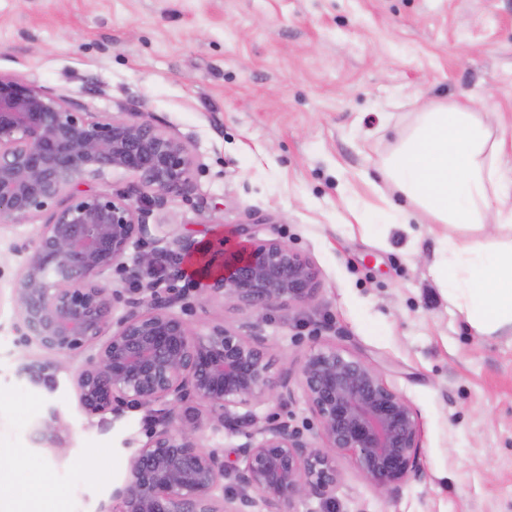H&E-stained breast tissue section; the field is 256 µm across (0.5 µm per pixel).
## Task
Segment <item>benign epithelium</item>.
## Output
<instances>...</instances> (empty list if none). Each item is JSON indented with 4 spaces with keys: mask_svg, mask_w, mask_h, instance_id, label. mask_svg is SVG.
<instances>
[{
    "mask_svg": "<svg viewBox=\"0 0 512 512\" xmlns=\"http://www.w3.org/2000/svg\"><path fill=\"white\" fill-rule=\"evenodd\" d=\"M115 172L132 178L125 190L98 187ZM192 181L188 144L153 122L88 112L78 99L0 75V223L44 218L37 239L14 245L28 254L12 288L15 332L48 351L95 350L76 379L86 415L130 404L153 418L112 491L114 512H293L299 499H332L338 454L377 489L399 491L418 472L417 418L368 362L336 347L304 359L300 383L320 445L286 420L260 425L241 409L265 395L288 400V378L272 374L262 337L222 324L193 329L175 311L180 297L156 288L157 255L125 262L131 247L162 231L148 223L152 209ZM163 239L177 261L198 251L175 228ZM114 268L125 287L101 284ZM208 280L210 295L255 311L307 304L316 292L305 257L254 235L224 253ZM22 372L54 383L48 364ZM192 402L210 407L222 427L245 430L234 462L199 445L198 424L182 412Z\"/></svg>",
    "mask_w": 512,
    "mask_h": 512,
    "instance_id": "7a95c632",
    "label": "benign epithelium"
}]
</instances>
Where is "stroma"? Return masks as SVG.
Instances as JSON below:
<instances>
[{
    "label": "stroma",
    "instance_id": "35a3bbf8",
    "mask_svg": "<svg viewBox=\"0 0 512 512\" xmlns=\"http://www.w3.org/2000/svg\"><path fill=\"white\" fill-rule=\"evenodd\" d=\"M0 75L126 112L184 139L193 186L154 210L203 246L182 277L196 330L223 324L262 336L290 397L253 400L258 419L318 423L299 383L313 351L370 362L416 413L419 472L398 492L336 459L333 500L296 512H512V331L469 330L433 282L438 242L407 228L383 163L419 112L464 102L505 140L512 170V0H0ZM41 219L0 223V498L48 480L63 512H100L146 443L144 410L87 417L75 378L85 357L19 343L11 289ZM287 244L316 272L305 306L259 313L208 296L202 269L240 246L236 231ZM56 367L53 386L21 369ZM56 411L64 445L38 444ZM199 443L234 459L244 437L194 406Z\"/></svg>",
    "mask_w": 512,
    "mask_h": 512
}]
</instances>
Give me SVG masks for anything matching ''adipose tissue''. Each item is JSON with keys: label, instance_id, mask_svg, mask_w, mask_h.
I'll return each mask as SVG.
<instances>
[{"label": "adipose tissue", "instance_id": "ef3b65f1", "mask_svg": "<svg viewBox=\"0 0 512 512\" xmlns=\"http://www.w3.org/2000/svg\"><path fill=\"white\" fill-rule=\"evenodd\" d=\"M502 148L473 109L440 105L420 112L384 161L408 204L404 222L423 214L444 228L431 278L486 335L512 327V178L497 165Z\"/></svg>", "mask_w": 512, "mask_h": 512}]
</instances>
